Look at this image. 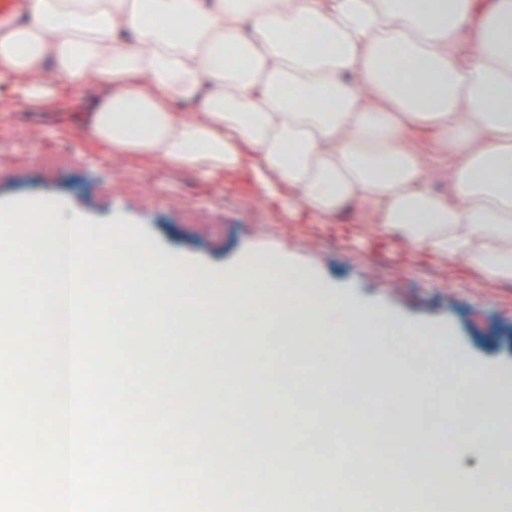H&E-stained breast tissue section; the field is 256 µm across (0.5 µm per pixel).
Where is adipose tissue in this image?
I'll use <instances>...</instances> for the list:
<instances>
[{
  "instance_id": "adipose-tissue-1",
  "label": "adipose tissue",
  "mask_w": 512,
  "mask_h": 512,
  "mask_svg": "<svg viewBox=\"0 0 512 512\" xmlns=\"http://www.w3.org/2000/svg\"><path fill=\"white\" fill-rule=\"evenodd\" d=\"M0 80L29 105L99 89L79 120L116 157L246 165L264 194L512 284V0H24ZM455 393L472 419L463 395L504 406L477 365ZM412 487L427 512L500 509L482 469Z\"/></svg>"
}]
</instances>
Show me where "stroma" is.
<instances>
[{
  "mask_svg": "<svg viewBox=\"0 0 512 512\" xmlns=\"http://www.w3.org/2000/svg\"><path fill=\"white\" fill-rule=\"evenodd\" d=\"M20 98L17 88L0 83V204L54 200L93 224H125L141 245L181 267L189 292L200 276L215 279L241 269L256 253L276 254L312 272L315 285L378 313L374 334L382 371L406 387L418 449H431L436 457L454 453L461 467L481 466V449L453 447L448 404L455 388L453 365L415 348L404 329L444 332L459 357L512 389L511 285L489 280L465 260L447 262L369 232L356 214L324 222L306 206L263 196L245 170L208 175L160 170L146 158L116 159L110 147L72 124L73 92L42 107L21 104ZM186 205L202 223L185 222ZM157 334L163 345L150 359L153 367L169 370L176 390L192 386L193 339L182 315H161ZM261 335L263 363L254 374L288 406L291 451L334 467L344 431L326 419L317 397L303 390L304 360L280 322L270 319ZM470 429L479 438L499 434L501 507L512 512V419L497 429L476 419Z\"/></svg>",
  "mask_w": 512,
  "mask_h": 512,
  "instance_id": "stroma-1",
  "label": "stroma"
}]
</instances>
